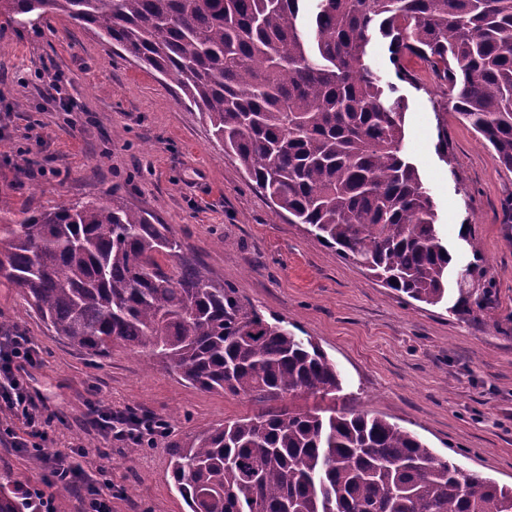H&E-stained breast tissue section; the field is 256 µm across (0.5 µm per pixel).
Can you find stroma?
<instances>
[{"mask_svg": "<svg viewBox=\"0 0 512 512\" xmlns=\"http://www.w3.org/2000/svg\"><path fill=\"white\" fill-rule=\"evenodd\" d=\"M385 80L394 69L370 48ZM417 84L396 82L406 104L404 152L435 203L458 264L482 257L486 277L468 311L456 289L431 306L380 285L293 224L254 189L215 141L205 117L157 74L59 14L19 27L0 14V198L15 211L122 198L167 224L185 257L236 288L264 316L288 321L336 363L350 407L416 432L464 472L512 485V171L477 133L440 109L448 89L420 59ZM59 84L60 94L50 92ZM448 138L440 154V136ZM467 235H460L461 224ZM30 336L37 362L23 381L59 448L84 446L89 482L110 480L112 512H188L169 466L173 441L250 416L255 400L188 385L144 352L117 346L91 358L53 336L22 294L0 282V322ZM166 420L170 432L130 453L91 424L94 409ZM21 446L0 437V479L47 490L55 512H83L72 490L47 483Z\"/></svg>", "mask_w": 512, "mask_h": 512, "instance_id": "stroma-1", "label": "stroma"}]
</instances>
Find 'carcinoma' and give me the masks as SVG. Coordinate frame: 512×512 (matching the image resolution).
Masks as SVG:
<instances>
[{"label":"carcinoma","instance_id":"cac0c4a2","mask_svg":"<svg viewBox=\"0 0 512 512\" xmlns=\"http://www.w3.org/2000/svg\"><path fill=\"white\" fill-rule=\"evenodd\" d=\"M19 25L67 16L118 46L202 112L256 189L385 287L438 305L468 281L403 153L405 106L368 61L387 41L396 77L418 57L448 109L512 170V0H0ZM149 213L87 201L23 217L0 200V279L53 335L90 357L147 349L200 390L263 408L173 443L190 512H512V486L465 473L414 432L336 410V365L288 322L178 258ZM176 263L166 268L160 257ZM0 512H40L0 483Z\"/></svg>","mask_w":512,"mask_h":512}]
</instances>
